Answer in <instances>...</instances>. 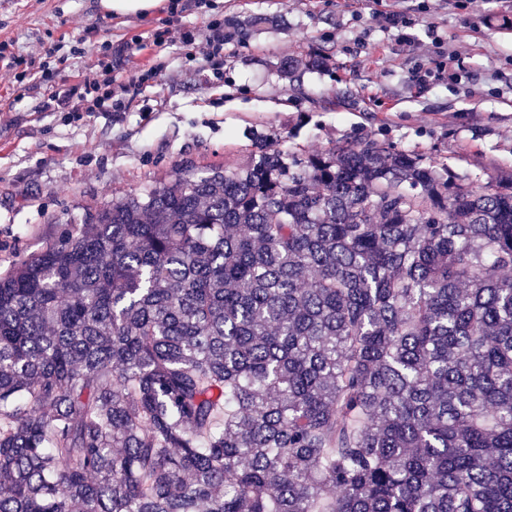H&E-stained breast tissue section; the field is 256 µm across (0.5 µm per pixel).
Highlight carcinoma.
I'll return each mask as SVG.
<instances>
[{"mask_svg": "<svg viewBox=\"0 0 512 512\" xmlns=\"http://www.w3.org/2000/svg\"><path fill=\"white\" fill-rule=\"evenodd\" d=\"M254 147L0 276V512H512V181Z\"/></svg>", "mask_w": 512, "mask_h": 512, "instance_id": "carcinoma-1", "label": "carcinoma"}]
</instances>
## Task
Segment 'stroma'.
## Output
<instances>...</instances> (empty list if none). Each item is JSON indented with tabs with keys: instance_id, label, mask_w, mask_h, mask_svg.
<instances>
[{
	"instance_id": "1",
	"label": "stroma",
	"mask_w": 512,
	"mask_h": 512,
	"mask_svg": "<svg viewBox=\"0 0 512 512\" xmlns=\"http://www.w3.org/2000/svg\"><path fill=\"white\" fill-rule=\"evenodd\" d=\"M407 13L405 35L379 17ZM224 25V80L156 30ZM446 40L441 79L406 37ZM28 55L74 50L60 76L88 74L102 44L127 45L112 74L122 110L39 112L0 80V273L79 227L87 210L174 172L308 156L376 142L446 164L474 186L512 177V0H179L177 10L105 16L95 0H0V41Z\"/></svg>"
}]
</instances>
